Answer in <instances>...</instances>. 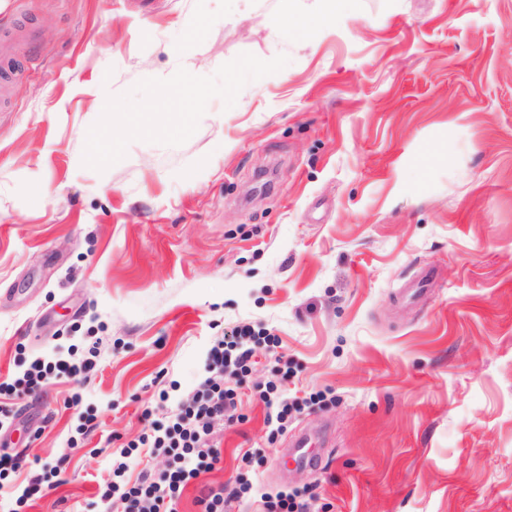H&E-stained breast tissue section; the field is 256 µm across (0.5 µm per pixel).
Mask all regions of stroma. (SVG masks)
<instances>
[{"label":"stroma","instance_id":"1","mask_svg":"<svg viewBox=\"0 0 512 512\" xmlns=\"http://www.w3.org/2000/svg\"><path fill=\"white\" fill-rule=\"evenodd\" d=\"M314 5L0 0V382L98 351L0 396V449L25 458L0 512L46 467L26 512H96L142 409L174 411L246 324L277 343L178 512L238 478L311 512H512V0H357L281 30ZM184 77L199 99L174 94ZM88 127L120 141L96 165ZM280 382L326 398L274 436ZM300 434L316 466L286 461ZM328 15L319 7V9L315 13H309L304 15H299L296 19L286 18L282 22V26L284 29H297L299 31L304 30L309 33L313 29L317 27L323 26L327 19ZM94 349V347L90 348L88 355L79 360H73L70 355L69 357L59 356L52 360L35 358L11 382L0 383V395H13L20 398L36 394L40 390L42 382L49 374H56V376L66 375L69 377L80 374L87 375L97 366V355Z\"/></svg>","mask_w":512,"mask_h":512}]
</instances>
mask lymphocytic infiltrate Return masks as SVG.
Returning a JSON list of instances; mask_svg holds the SVG:
<instances>
[{"label":"lymphocytic infiltrate","mask_w":512,"mask_h":512,"mask_svg":"<svg viewBox=\"0 0 512 512\" xmlns=\"http://www.w3.org/2000/svg\"><path fill=\"white\" fill-rule=\"evenodd\" d=\"M256 343L250 327L236 328L230 340H217L211 347L206 375L191 398L163 420L155 419L151 408L143 409L144 433L138 441L125 445L113 471L114 481L100 494L106 512H177V502L188 483L221 461L215 434L237 418L236 393L227 382L246 372ZM96 365L92 352L78 360L37 358L11 381L1 382L0 395L30 396L39 391L48 375L87 374ZM144 451L161 458V467L143 472L135 481L126 480L128 458Z\"/></svg>","instance_id":"lymphocytic-infiltrate-1"}]
</instances>
